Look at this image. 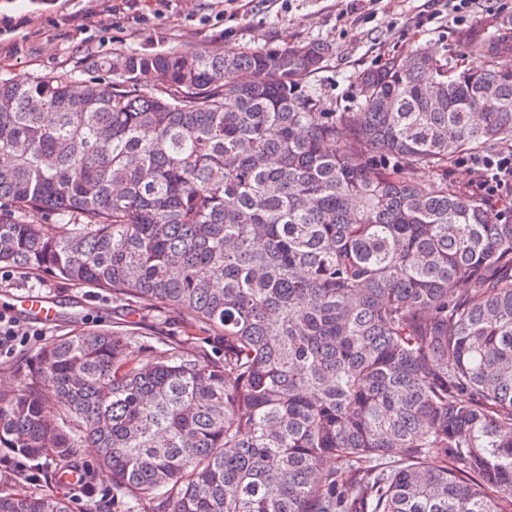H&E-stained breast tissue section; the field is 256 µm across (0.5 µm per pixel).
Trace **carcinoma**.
Instances as JSON below:
<instances>
[{"label": "carcinoma", "instance_id": "obj_1", "mask_svg": "<svg viewBox=\"0 0 512 512\" xmlns=\"http://www.w3.org/2000/svg\"><path fill=\"white\" fill-rule=\"evenodd\" d=\"M465 45L484 67L364 72L359 112L307 90L317 43L0 80V267L210 332L37 352L0 389V512H72V475L86 512H512V206L413 180L512 140V19Z\"/></svg>", "mask_w": 512, "mask_h": 512}]
</instances>
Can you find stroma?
<instances>
[{
  "instance_id": "stroma-1",
  "label": "stroma",
  "mask_w": 512,
  "mask_h": 512,
  "mask_svg": "<svg viewBox=\"0 0 512 512\" xmlns=\"http://www.w3.org/2000/svg\"><path fill=\"white\" fill-rule=\"evenodd\" d=\"M512 16V0H473L467 20H454L448 0H0V79L25 82L69 72L85 80L92 57L195 52L221 43L250 53L286 45L325 43L330 55L308 83L337 110L357 109L356 80L387 58L426 48L449 65L473 67L459 39L478 27L494 33ZM43 297L53 321L32 319L23 300ZM0 312L18 334L0 351V384L15 383L12 365L77 329L138 325L141 332L191 335L175 309L142 310L113 301L110 293L40 277L23 269L0 270Z\"/></svg>"
}]
</instances>
